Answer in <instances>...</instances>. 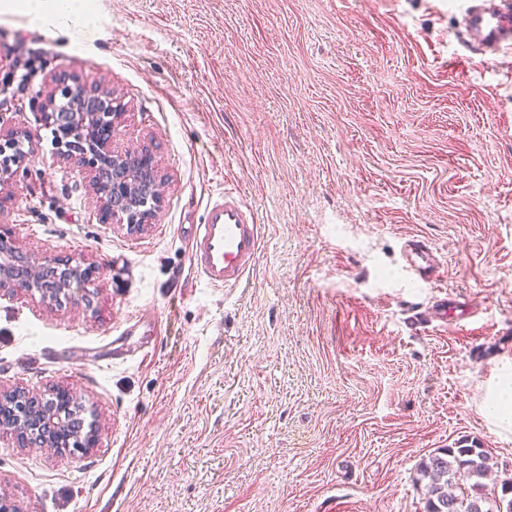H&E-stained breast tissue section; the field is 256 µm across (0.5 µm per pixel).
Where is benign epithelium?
<instances>
[{
	"label": "benign epithelium",
	"instance_id": "obj_1",
	"mask_svg": "<svg viewBox=\"0 0 512 512\" xmlns=\"http://www.w3.org/2000/svg\"><path fill=\"white\" fill-rule=\"evenodd\" d=\"M59 95H50L37 119L52 128L58 147L78 159L86 170L89 183L101 202L105 224H125L135 231L149 222L163 200V182L156 156L145 146L114 145V127L120 112L113 105L111 93L104 86L88 88L77 80H62ZM25 151L12 128V118L0 113V171L21 162ZM55 270L43 281L41 294L46 300L66 293L74 298L85 288L84 269L69 265L61 268L51 259L21 253L12 238L0 234V288L10 285L29 290L36 275ZM24 400L21 393L0 392V430L6 429L22 446L41 450L56 448L70 438L63 427L75 396L70 389L57 387L52 401L39 412H25L13 405ZM97 430L89 422L87 431L68 451H83L96 443Z\"/></svg>",
	"mask_w": 512,
	"mask_h": 512
}]
</instances>
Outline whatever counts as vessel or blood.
Wrapping results in <instances>:
<instances>
[{
    "label": "vessel or blood",
    "instance_id": "obj_1",
    "mask_svg": "<svg viewBox=\"0 0 512 512\" xmlns=\"http://www.w3.org/2000/svg\"><path fill=\"white\" fill-rule=\"evenodd\" d=\"M464 28L458 38L463 46L495 62L512 49V0H463ZM190 264L210 286H239L253 271L261 250L260 224L252 205L238 188L225 189L210 199L200 223L187 225ZM404 269L419 283L434 280L431 251L420 240L403 246Z\"/></svg>",
    "mask_w": 512,
    "mask_h": 512
}]
</instances>
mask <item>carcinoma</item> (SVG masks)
Returning <instances> with one entry per match:
<instances>
[{
  "mask_svg": "<svg viewBox=\"0 0 512 512\" xmlns=\"http://www.w3.org/2000/svg\"><path fill=\"white\" fill-rule=\"evenodd\" d=\"M489 451L477 444L441 448L421 463L420 480L426 481V512H512V499L467 497L450 491L458 475L471 481L470 488L484 487L490 469Z\"/></svg>",
  "mask_w": 512,
  "mask_h": 512,
  "instance_id": "carcinoma-1",
  "label": "carcinoma"
}]
</instances>
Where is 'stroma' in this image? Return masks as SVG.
<instances>
[{
    "mask_svg": "<svg viewBox=\"0 0 512 512\" xmlns=\"http://www.w3.org/2000/svg\"><path fill=\"white\" fill-rule=\"evenodd\" d=\"M459 3L88 0L34 24L0 0V113L33 145L0 186V230L95 266L53 306L0 291V388H69L98 427L75 454L0 435L18 512H426L419 465L461 439L490 450L500 494L512 433L479 406L512 359V53L467 56ZM68 76L111 90L115 144L157 156L164 202L139 234L100 223L35 118ZM234 186L262 249L214 288L179 227ZM410 236L433 286L400 269ZM443 298L466 320L421 319ZM141 314L156 332L120 358ZM69 345L97 365L58 363Z\"/></svg>",
    "mask_w": 512,
    "mask_h": 512,
    "instance_id": "35a3bbf8",
    "label": "stroma"
}]
</instances>
